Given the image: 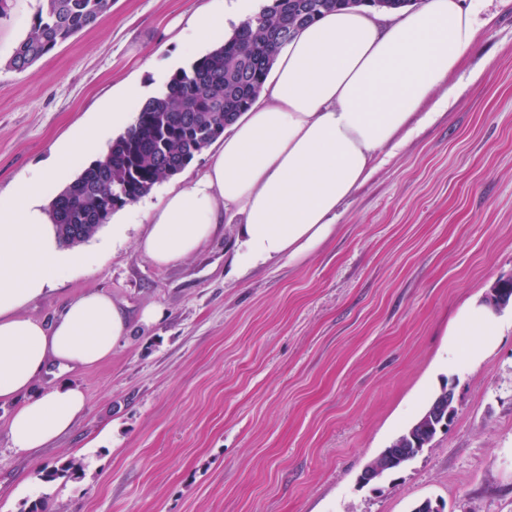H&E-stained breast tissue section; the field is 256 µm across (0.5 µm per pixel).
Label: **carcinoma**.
Wrapping results in <instances>:
<instances>
[{
    "mask_svg": "<svg viewBox=\"0 0 512 512\" xmlns=\"http://www.w3.org/2000/svg\"><path fill=\"white\" fill-rule=\"evenodd\" d=\"M388 12L412 0H269L262 11L236 28L224 42L176 73L166 89L149 98L133 123L112 141L104 158L84 168L47 209L59 242L74 247L92 238L113 212L149 194L155 185L180 173L193 158L224 134L259 97L288 28L313 24L332 8L364 2ZM30 31L14 48L9 67L24 71L79 32L94 27L111 0H37ZM483 302L501 310L512 304V278L498 279ZM454 396L444 387L424 414L374 459L385 477L414 459L416 448L430 447L440 428L455 415ZM83 465L68 459L45 477L79 479Z\"/></svg>",
    "mask_w": 512,
    "mask_h": 512,
    "instance_id": "carcinoma-1",
    "label": "carcinoma"
}]
</instances>
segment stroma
<instances>
[{
    "instance_id": "obj_1",
    "label": "stroma",
    "mask_w": 512,
    "mask_h": 512,
    "mask_svg": "<svg viewBox=\"0 0 512 512\" xmlns=\"http://www.w3.org/2000/svg\"><path fill=\"white\" fill-rule=\"evenodd\" d=\"M231 0H112L95 28L25 71L7 68L37 0L0 21V197L130 86L153 94L210 46L184 47L195 13ZM479 83H469L473 70ZM454 105L386 157L339 208L336 230L302 261L240 271L238 219L182 264L138 251L103 225L96 253L19 308L45 321L84 292L130 317L110 360L64 379L87 409L74 430L22 456L0 404V512L42 498L52 512H512V305L480 364L449 362L461 307L512 275V11L462 68ZM163 318L140 322L145 308ZM454 390L448 429L394 475L365 466ZM76 457L79 481H42Z\"/></svg>"
}]
</instances>
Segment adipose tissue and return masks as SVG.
<instances>
[{
	"label": "adipose tissue",
	"instance_id": "obj_1",
	"mask_svg": "<svg viewBox=\"0 0 512 512\" xmlns=\"http://www.w3.org/2000/svg\"><path fill=\"white\" fill-rule=\"evenodd\" d=\"M496 18L487 0H424L389 21L364 9L325 12L281 48L260 103L229 126L206 167L144 212L139 250L156 265L178 264L231 210L241 217L240 268L301 260L332 234L338 205L381 155L417 133L414 114L430 123L448 109L455 91L446 80ZM129 99L113 96L108 111L0 203V403L14 406L9 438L20 455L70 433L86 407L79 387L62 383L40 394L35 380L53 364L66 372L111 358L129 333L125 309L99 291L69 300L49 323L15 314L53 280L93 262L57 250L42 200L68 179L73 158L98 152L126 125ZM459 319L468 339L449 344V359H480L499 336L495 313L467 304Z\"/></svg>",
	"mask_w": 512,
	"mask_h": 512
}]
</instances>
